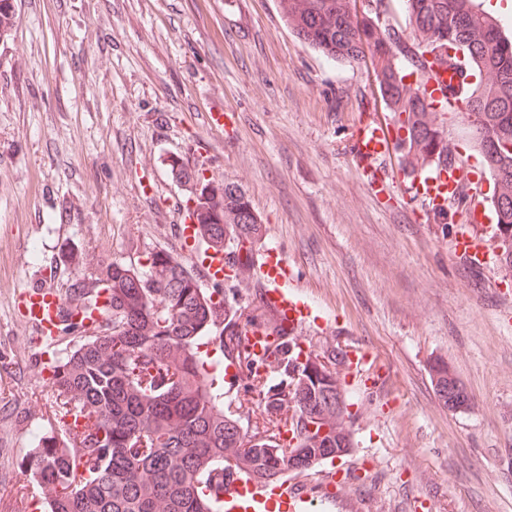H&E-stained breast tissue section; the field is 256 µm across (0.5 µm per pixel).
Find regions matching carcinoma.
<instances>
[{"instance_id": "1", "label": "carcinoma", "mask_w": 512, "mask_h": 512, "mask_svg": "<svg viewBox=\"0 0 512 512\" xmlns=\"http://www.w3.org/2000/svg\"><path fill=\"white\" fill-rule=\"evenodd\" d=\"M408 39L381 30L379 12L356 15L353 0H288L287 21L310 47L328 58L377 63L376 81L394 114V145L438 168L456 160L448 145V113L432 112L419 94L434 67H450L448 50L464 44L479 70L497 80L475 85L464 103L475 147L492 184L500 267L512 277V33L484 0H393ZM15 23L13 0H0V36ZM196 197L201 232L231 252L257 242V218L233 183L220 196ZM136 267L113 262L70 281L80 305L62 316L101 312L96 283L109 290L112 332L90 338L52 366L60 394L77 401L89 420L82 438L87 475L52 436L38 438L26 463L33 480L55 489L50 512H222L220 473L277 482L285 472H307L347 455L351 438L342 369L348 352L336 348L301 362L286 358L266 383L270 413H290L296 442L286 447L246 438L239 420L224 411L218 378L221 359L206 346L215 328L212 293L165 250L147 253ZM243 310L224 307V330L236 332ZM437 393L450 411L470 395L448 364L430 367Z\"/></svg>"}]
</instances>
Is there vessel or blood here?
I'll return each instance as SVG.
<instances>
[{
    "instance_id": "vessel-or-blood-1",
    "label": "vessel or blood",
    "mask_w": 512,
    "mask_h": 512,
    "mask_svg": "<svg viewBox=\"0 0 512 512\" xmlns=\"http://www.w3.org/2000/svg\"><path fill=\"white\" fill-rule=\"evenodd\" d=\"M467 78L451 79L446 71L433 73L420 94L435 111L456 117ZM392 147L383 127L365 128L355 142V158L368 184H375L376 162ZM472 168L460 160L447 171L426 174L416 180L417 191L433 210L447 208L459 192L469 196V221L477 223V209L488 203L484 180H471ZM183 240L193 242L196 251L189 260L200 280L207 285L226 282L228 277L253 273L260 288L257 302L264 318L253 324L240 325L239 338L227 340L224 348V389L226 394L241 392L247 379L264 380L276 366L277 348L289 339L298 338L312 315L309 298L292 279V265L279 245L260 242L248 260H240L224 247L204 242L195 216H185L178 226ZM457 254L474 268L487 267L492 258L485 245L470 234H462L454 244ZM66 301L54 286L42 284L20 292L15 299L18 316L33 330L34 345L56 340ZM334 480L333 472L322 474L318 484H304L283 479L275 485L244 481L239 477L224 482V512H314L325 501V487Z\"/></svg>"
}]
</instances>
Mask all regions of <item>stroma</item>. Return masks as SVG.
<instances>
[{"mask_svg":"<svg viewBox=\"0 0 512 512\" xmlns=\"http://www.w3.org/2000/svg\"><path fill=\"white\" fill-rule=\"evenodd\" d=\"M224 129L212 132L211 112ZM371 63L333 62L287 24L280 0H17L0 39V512L39 489L23 459L64 438L48 382L84 340L40 353L15 296L115 261L181 250L176 224L209 185L240 186L279 243L316 319L313 349L355 350L379 390L353 389L355 447L335 500L364 512H512V280L452 243L467 220L423 214L396 153L372 192L352 149L383 125ZM448 363L471 396L451 412L432 383ZM250 384L224 408L250 437L280 422Z\"/></svg>","mask_w":512,"mask_h":512,"instance_id":"obj_1","label":"stroma"}]
</instances>
